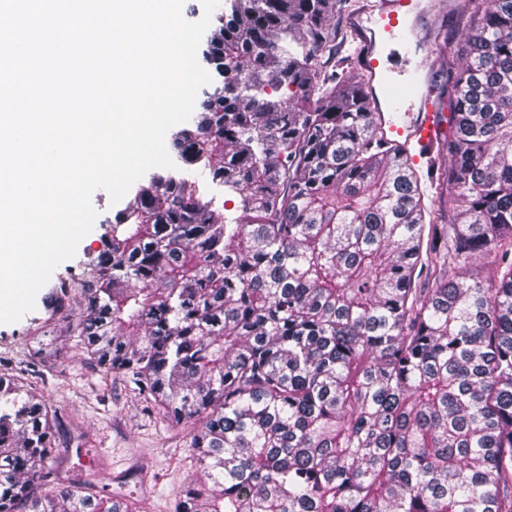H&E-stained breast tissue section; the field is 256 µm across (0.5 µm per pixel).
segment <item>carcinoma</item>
Wrapping results in <instances>:
<instances>
[{"instance_id": "1", "label": "carcinoma", "mask_w": 512, "mask_h": 512, "mask_svg": "<svg viewBox=\"0 0 512 512\" xmlns=\"http://www.w3.org/2000/svg\"><path fill=\"white\" fill-rule=\"evenodd\" d=\"M355 2L228 0L203 52L221 84L171 149L240 214L156 171L78 263L86 352L192 424L174 512H512V0H456L465 38L436 43L445 222L351 71ZM69 293L56 277L44 308ZM55 431L0 376V512H134L34 492Z\"/></svg>"}]
</instances>
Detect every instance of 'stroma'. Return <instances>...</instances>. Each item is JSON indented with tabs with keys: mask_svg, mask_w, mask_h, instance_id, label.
Wrapping results in <instances>:
<instances>
[{
	"mask_svg": "<svg viewBox=\"0 0 512 512\" xmlns=\"http://www.w3.org/2000/svg\"><path fill=\"white\" fill-rule=\"evenodd\" d=\"M32 318L54 326L43 305ZM29 319L0 324V375L27 377L56 417V489L87 481L102 497L131 495L136 512H173L175 492L200 475L189 459L190 425L159 422L122 375L104 372L75 339L55 341L51 363L34 371Z\"/></svg>",
	"mask_w": 512,
	"mask_h": 512,
	"instance_id": "1",
	"label": "stroma"
}]
</instances>
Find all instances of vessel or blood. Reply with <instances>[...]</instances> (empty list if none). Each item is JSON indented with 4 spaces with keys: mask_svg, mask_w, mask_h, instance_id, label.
I'll return each mask as SVG.
<instances>
[{
    "mask_svg": "<svg viewBox=\"0 0 512 512\" xmlns=\"http://www.w3.org/2000/svg\"><path fill=\"white\" fill-rule=\"evenodd\" d=\"M417 7L415 0H370L353 15L349 25L360 41L359 66L378 87L373 103L382 131L396 143L410 148L412 163H420L419 147L436 148L441 122L424 86L423 65L386 67L381 63V40L400 46L404 56L418 55L426 38L403 22V15Z\"/></svg>",
    "mask_w": 512,
    "mask_h": 512,
    "instance_id": "vessel-or-blood-1",
    "label": "vessel or blood"
}]
</instances>
